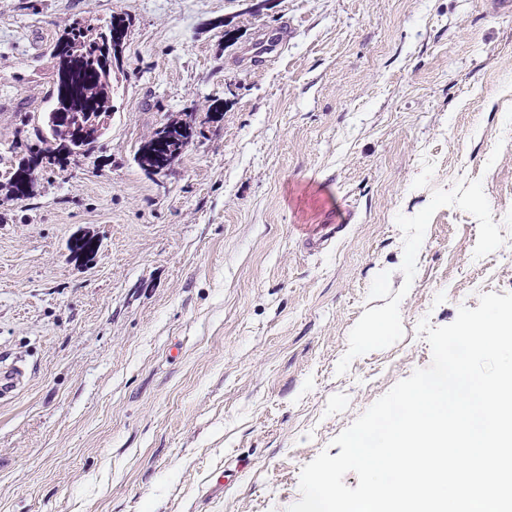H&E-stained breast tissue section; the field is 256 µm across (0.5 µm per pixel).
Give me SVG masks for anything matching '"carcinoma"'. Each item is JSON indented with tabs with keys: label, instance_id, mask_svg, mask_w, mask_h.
Returning <instances> with one entry per match:
<instances>
[{
	"label": "carcinoma",
	"instance_id": "obj_1",
	"mask_svg": "<svg viewBox=\"0 0 512 512\" xmlns=\"http://www.w3.org/2000/svg\"><path fill=\"white\" fill-rule=\"evenodd\" d=\"M126 37L124 21L117 16L104 26L74 20L64 28L51 53L52 106L38 117L28 116L45 127L47 136L39 139L42 146L28 148L14 171L35 175L51 166L63 168L79 151L93 150L112 114V70L119 64ZM161 132L164 141L154 138L137 154L138 164L148 172L178 159L191 139L179 122L166 124Z\"/></svg>",
	"mask_w": 512,
	"mask_h": 512
}]
</instances>
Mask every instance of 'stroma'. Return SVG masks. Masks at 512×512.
Instances as JSON below:
<instances>
[{
	"instance_id": "stroma-1",
	"label": "stroma",
	"mask_w": 512,
	"mask_h": 512,
	"mask_svg": "<svg viewBox=\"0 0 512 512\" xmlns=\"http://www.w3.org/2000/svg\"><path fill=\"white\" fill-rule=\"evenodd\" d=\"M114 15L107 133L9 194L56 39ZM176 121L190 143L145 172ZM488 292H512V11L0 0V357L28 370L0 401V512H288L302 467L430 365L419 322ZM183 126V123L171 122L158 130L155 137L139 149L138 164L145 171L155 173L157 172L155 168H158L161 163L175 162L192 137L191 131L187 132ZM161 133H164V142L156 139ZM345 228L343 224H321L315 231L307 234L304 245L310 250H319L336 239V234Z\"/></svg>"
}]
</instances>
